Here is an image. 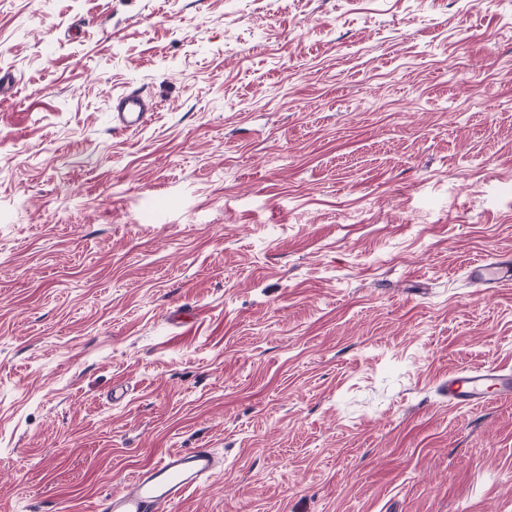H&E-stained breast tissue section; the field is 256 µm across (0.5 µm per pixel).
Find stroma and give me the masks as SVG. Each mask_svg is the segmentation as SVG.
<instances>
[{
    "label": "stroma",
    "instance_id": "stroma-1",
    "mask_svg": "<svg viewBox=\"0 0 512 512\" xmlns=\"http://www.w3.org/2000/svg\"><path fill=\"white\" fill-rule=\"evenodd\" d=\"M1 69L0 512H512L439 388L512 369V0H0ZM154 109L151 100L138 90L124 91L112 98L113 129L120 132L139 130L147 125ZM472 282L486 288H499L512 284V255L491 256L469 266ZM209 448L174 450L139 470L98 504L99 512H162L182 504L217 474Z\"/></svg>",
    "mask_w": 512,
    "mask_h": 512
}]
</instances>
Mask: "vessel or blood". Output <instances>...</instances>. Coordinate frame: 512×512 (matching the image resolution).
<instances>
[{
  "label": "vessel or blood",
  "instance_id": "obj_1",
  "mask_svg": "<svg viewBox=\"0 0 512 512\" xmlns=\"http://www.w3.org/2000/svg\"><path fill=\"white\" fill-rule=\"evenodd\" d=\"M154 105L138 90H128L112 100L114 130L132 132L147 125ZM472 282L488 288L512 284V255L491 256L469 268ZM452 407H479L512 397V371L484 366L450 374L440 385ZM218 461L211 449L193 448L165 453L106 495L98 512H173L191 492L217 474Z\"/></svg>",
  "mask_w": 512,
  "mask_h": 512
}]
</instances>
